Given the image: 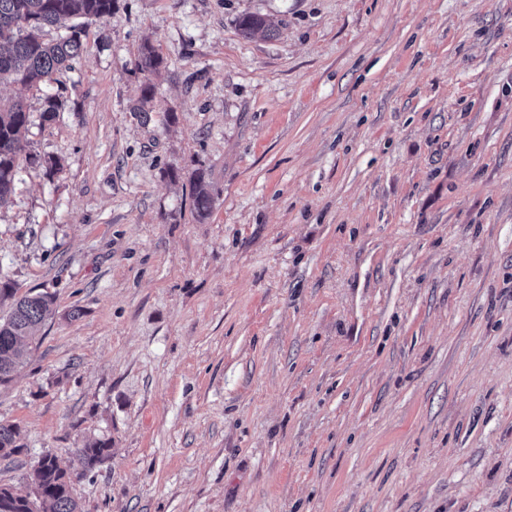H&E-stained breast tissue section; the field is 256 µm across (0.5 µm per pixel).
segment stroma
<instances>
[{"label":"stroma","instance_id":"obj_1","mask_svg":"<svg viewBox=\"0 0 512 512\" xmlns=\"http://www.w3.org/2000/svg\"><path fill=\"white\" fill-rule=\"evenodd\" d=\"M61 81L25 104L62 169L0 208V276L58 310L0 486L50 455L81 512H512V0H118ZM238 29L242 36L251 37L258 32L273 35L274 29L268 24L266 18L258 13H245L238 18ZM206 177V172L201 170L196 172L193 179V207L198 220H205L210 215L213 206V197L207 188ZM112 444L109 439H95L77 449V458L84 471L94 469L111 454Z\"/></svg>","mask_w":512,"mask_h":512}]
</instances>
